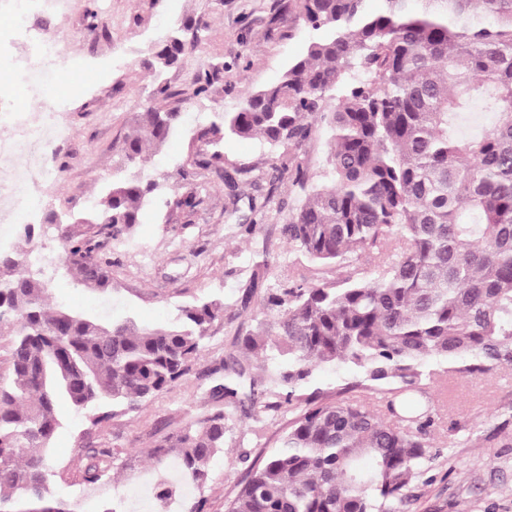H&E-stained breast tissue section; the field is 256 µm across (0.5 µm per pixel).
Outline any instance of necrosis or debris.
I'll list each match as a JSON object with an SVG mask.
<instances>
[{
    "instance_id": "4bbe7bcc",
    "label": "necrosis or debris",
    "mask_w": 512,
    "mask_h": 512,
    "mask_svg": "<svg viewBox=\"0 0 512 512\" xmlns=\"http://www.w3.org/2000/svg\"><path fill=\"white\" fill-rule=\"evenodd\" d=\"M55 44L54 34H46L42 48H29L15 62L13 71L28 96L26 109L0 102V241L10 240L15 225L36 207L31 186L45 170L50 146L64 134L57 121L58 102L44 99L39 91L48 74L64 70L67 56Z\"/></svg>"
}]
</instances>
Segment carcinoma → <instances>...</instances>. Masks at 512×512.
I'll return each instance as SVG.
<instances>
[{
    "mask_svg": "<svg viewBox=\"0 0 512 512\" xmlns=\"http://www.w3.org/2000/svg\"><path fill=\"white\" fill-rule=\"evenodd\" d=\"M383 2L374 13L367 0H296L317 31L306 56L200 131L210 147L204 168L224 165L226 137L291 147L282 172L299 199L282 233L294 250L327 266L378 251L370 275L267 292L264 317L240 346L264 353L275 372L258 376L229 356L206 392L211 412L151 451L159 463L176 454L183 478L201 487L231 407L276 409L263 402L271 388L288 404L305 402L280 447L251 464L228 512H396L424 475L434 418L413 399L423 382L512 368V0ZM204 28L190 43L177 30L152 52L156 86L133 117L127 165L145 168L181 122L162 107L175 96L164 75L187 62ZM217 72L197 76L194 96L215 91ZM475 110L494 125L462 132ZM322 124L330 178L314 184L299 153ZM162 188L139 175L116 180L91 211L111 220L108 235L128 233ZM46 226L57 269L84 288L109 287L102 229L52 216ZM51 287L26 251L0 248V329L12 336V379L0 385V512H72L46 498L59 404L95 411L96 424L115 408L137 409L187 374L226 311L202 301L168 326L140 328L52 306ZM321 366H348L353 387L389 394L384 410L364 398L304 396ZM86 459L83 481L95 484L115 456L90 448ZM154 497L166 512L175 484L159 480Z\"/></svg>",
    "mask_w": 512,
    "mask_h": 512,
    "instance_id": "1",
    "label": "carcinoma"
}]
</instances>
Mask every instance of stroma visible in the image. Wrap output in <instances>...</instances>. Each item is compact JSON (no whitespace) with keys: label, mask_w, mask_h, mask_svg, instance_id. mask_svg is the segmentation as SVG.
Instances as JSON below:
<instances>
[{"label":"stroma","mask_w":512,"mask_h":512,"mask_svg":"<svg viewBox=\"0 0 512 512\" xmlns=\"http://www.w3.org/2000/svg\"><path fill=\"white\" fill-rule=\"evenodd\" d=\"M199 21L206 28L188 62L166 76L177 93L170 105L184 120L147 167L161 183L193 196L195 207L179 210L167 193L152 196L140 224L104 241L102 254L112 263L109 288L92 291L60 278L50 302L129 315L141 326L174 322L182 308L201 299L221 301L227 310L209 326L188 375L139 409L95 425L91 412L61 405V425L49 453L50 491L71 503L74 512H101L112 502L123 512H155L153 499L139 493L143 475L155 466L147 451L204 415L205 389L223 372L228 355L241 353L238 338L261 317L264 293H257L248 308L238 303L255 272H262L266 287L278 288L295 278L333 281L366 266L358 257L349 266L323 267L283 239L281 226L297 203L294 187L279 172L287 146L228 138L223 168L198 164L207 146L197 132L212 114L233 110L245 90L276 82L314 40L315 31L289 0H71L64 15L32 9L12 21L0 18V67L18 58L21 45L51 32L88 75L81 83L66 71L57 82L67 135L53 148L49 170L33 188L41 204L25 221L41 227L35 245L56 252L53 233L44 225L49 214L82 213L113 177L134 175L123 162V147L133 114L153 86L147 64L151 47L171 28ZM217 62L224 71L216 92L194 96L197 75ZM231 173L237 176L233 189L225 183ZM419 398L435 418L429 440L434 457L424 462L423 482L403 512H512V446L490 437L504 421L512 422V370L474 379L439 377L427 382ZM300 411L284 405L264 412L258 437L251 433L253 417L235 411L223 450L209 462L207 483L181 493V512L201 497L208 512H226L247 476L242 454L269 455ZM89 448L119 453L109 477L94 484L82 479Z\"/></svg>","instance_id":"stroma-1"}]
</instances>
